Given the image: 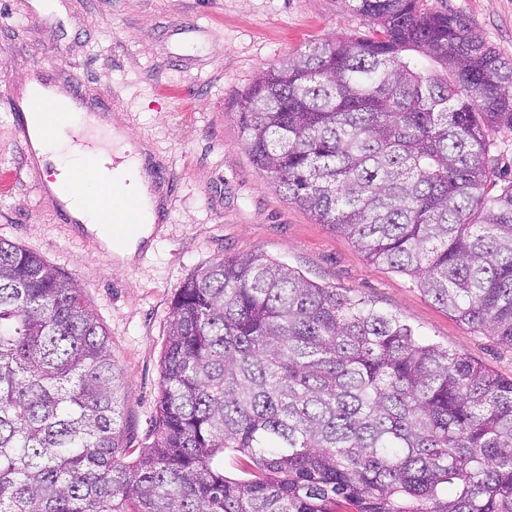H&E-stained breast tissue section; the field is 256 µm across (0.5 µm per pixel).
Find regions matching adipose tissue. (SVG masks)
I'll return each mask as SVG.
<instances>
[{"label": "adipose tissue", "mask_w": 512, "mask_h": 512, "mask_svg": "<svg viewBox=\"0 0 512 512\" xmlns=\"http://www.w3.org/2000/svg\"><path fill=\"white\" fill-rule=\"evenodd\" d=\"M37 132L39 156L48 164L51 187L76 217L97 227V238L107 251L122 261H132L139 238L150 237L154 231V210L157 198L150 193V178L143 166L144 150L118 151V164L113 168L90 169V150L74 146L73 139L100 127L102 117L83 116L80 122L50 130L46 117L33 115ZM138 202L140 225L138 237L124 241L112 235L113 224L125 221L124 211L113 205L115 197Z\"/></svg>", "instance_id": "1"}]
</instances>
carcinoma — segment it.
<instances>
[{
	"mask_svg": "<svg viewBox=\"0 0 512 512\" xmlns=\"http://www.w3.org/2000/svg\"><path fill=\"white\" fill-rule=\"evenodd\" d=\"M345 2L372 30L260 72L244 144L315 223L512 347V60L428 0ZM122 391L81 288L0 238V512H512V379L263 255L177 289L132 461Z\"/></svg>",
	"mask_w": 512,
	"mask_h": 512,
	"instance_id": "obj_1",
	"label": "carcinoma"
}]
</instances>
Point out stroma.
I'll use <instances>...</instances> for the list:
<instances>
[{
  "instance_id": "1",
  "label": "stroma",
  "mask_w": 512,
  "mask_h": 512,
  "mask_svg": "<svg viewBox=\"0 0 512 512\" xmlns=\"http://www.w3.org/2000/svg\"><path fill=\"white\" fill-rule=\"evenodd\" d=\"M465 18L512 59V0H430ZM367 20L344 0H0V238L76 281L105 328L126 394L123 443L153 439L160 363L179 286L227 253L285 262L309 279L353 291L427 340L512 378V349L435 305L407 275L369 261L351 240L288 201L252 161L237 99L265 68ZM80 88L172 170L179 191L152 245L120 267L93 239L59 224L38 198L27 149L12 134L4 90L40 70Z\"/></svg>"
}]
</instances>
